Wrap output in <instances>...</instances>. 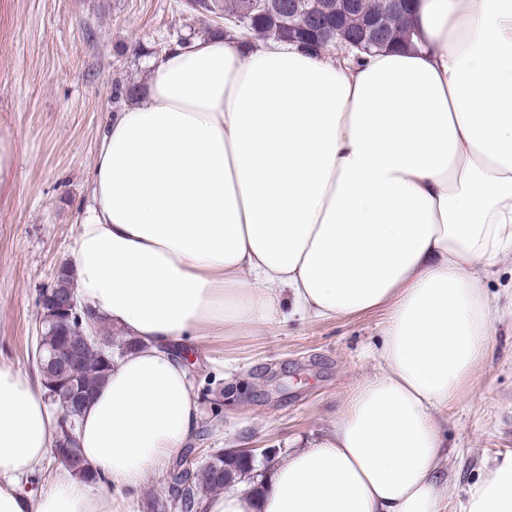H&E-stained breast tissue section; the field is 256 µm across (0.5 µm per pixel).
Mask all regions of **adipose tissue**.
<instances>
[{"label": "adipose tissue", "mask_w": 512, "mask_h": 512, "mask_svg": "<svg viewBox=\"0 0 512 512\" xmlns=\"http://www.w3.org/2000/svg\"><path fill=\"white\" fill-rule=\"evenodd\" d=\"M411 43L360 62L196 37L107 123L74 249L83 304L138 344L76 431L106 486L21 479L57 430L0 365V512H121L200 418L190 342L283 309L388 312L379 370L332 428L206 512H441L445 414L489 354L482 271L512 249V0H414ZM462 512H512V457Z\"/></svg>", "instance_id": "adipose-tissue-1"}]
</instances>
